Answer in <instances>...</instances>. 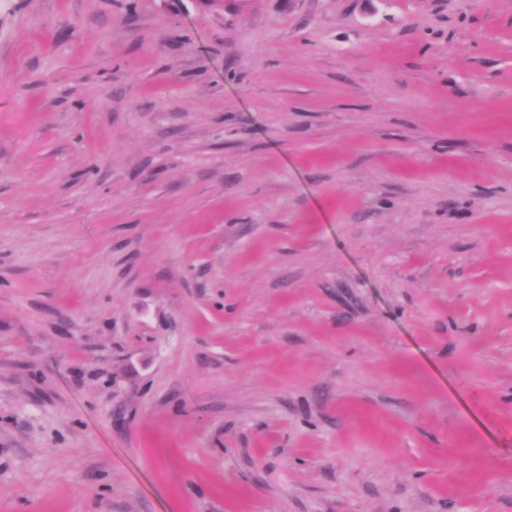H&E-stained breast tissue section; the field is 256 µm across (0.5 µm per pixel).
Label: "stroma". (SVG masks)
I'll return each instance as SVG.
<instances>
[{
  "label": "stroma",
  "mask_w": 512,
  "mask_h": 512,
  "mask_svg": "<svg viewBox=\"0 0 512 512\" xmlns=\"http://www.w3.org/2000/svg\"><path fill=\"white\" fill-rule=\"evenodd\" d=\"M0 512H512V0H0Z\"/></svg>",
  "instance_id": "35a3bbf8"
}]
</instances>
